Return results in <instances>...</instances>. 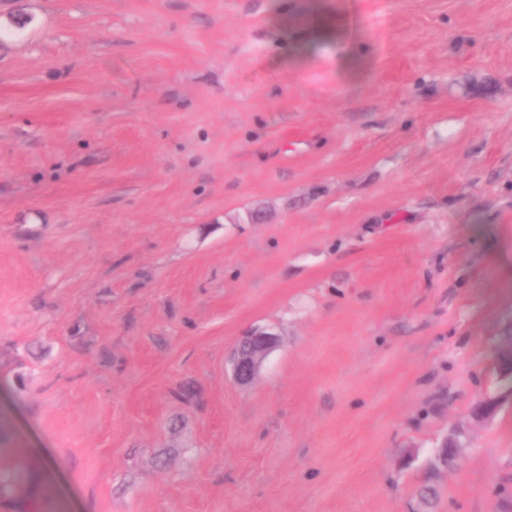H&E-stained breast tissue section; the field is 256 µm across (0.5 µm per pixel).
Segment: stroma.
<instances>
[{"instance_id": "obj_1", "label": "stroma", "mask_w": 512, "mask_h": 512, "mask_svg": "<svg viewBox=\"0 0 512 512\" xmlns=\"http://www.w3.org/2000/svg\"><path fill=\"white\" fill-rule=\"evenodd\" d=\"M508 329L512 0H0V512H512ZM276 334L255 330L243 336L231 356L232 376L240 385L251 383L257 376L265 358L278 345ZM22 465L19 457L10 454L0 457V498H8L11 493V485L19 479Z\"/></svg>"}]
</instances>
